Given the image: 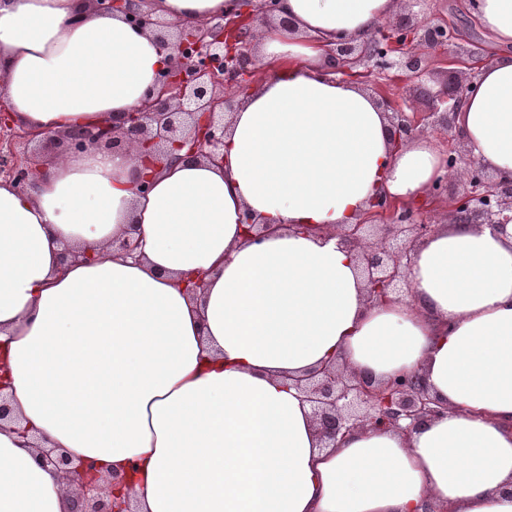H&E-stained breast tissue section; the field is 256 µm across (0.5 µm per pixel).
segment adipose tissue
Returning a JSON list of instances; mask_svg holds the SVG:
<instances>
[{
	"label": "adipose tissue",
	"instance_id": "ef3b65f1",
	"mask_svg": "<svg viewBox=\"0 0 512 512\" xmlns=\"http://www.w3.org/2000/svg\"><path fill=\"white\" fill-rule=\"evenodd\" d=\"M147 6L183 23L232 2ZM396 11L281 0L254 32L265 73L224 116L227 166L173 163L143 195L136 147H92L34 162L27 191L0 180V393L19 419L0 425V512H66L75 487L21 447L20 426L107 470L134 464L137 512H512V227L438 225L410 294L386 301L334 235L372 194L417 201L445 174L432 136L390 150L377 99L326 52ZM472 12L498 52L454 130L512 178V0ZM173 57L87 0H0V96L36 132L125 127ZM247 212L280 232L247 242ZM127 237L138 259L113 250ZM330 360L375 381L419 372L445 413L320 447L286 379Z\"/></svg>",
	"mask_w": 512,
	"mask_h": 512
}]
</instances>
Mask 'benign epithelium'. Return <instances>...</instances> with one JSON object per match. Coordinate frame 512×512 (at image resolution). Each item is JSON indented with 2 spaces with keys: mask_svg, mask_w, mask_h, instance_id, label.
I'll return each instance as SVG.
<instances>
[{
  "mask_svg": "<svg viewBox=\"0 0 512 512\" xmlns=\"http://www.w3.org/2000/svg\"><path fill=\"white\" fill-rule=\"evenodd\" d=\"M98 12L124 15L128 23L152 32L163 46L175 51L172 65L158 75L147 92V105L128 119L129 126L117 132L107 124L62 132L66 152L77 154L90 147L139 148V155L160 166L170 159L204 157L224 164V114L239 105L248 90L255 58L249 13L215 15L201 23L172 25L142 8L141 0H88ZM426 0H400L405 13L395 24H384L362 42L341 40L330 49L334 73L343 78H370L374 69H394L398 79L419 86L429 101L428 111L410 118L400 105L381 101L387 112L393 146L426 131L452 127L453 117L471 89L473 80L448 75L444 87L434 90L424 84L428 74L426 54H439L448 65L461 63L458 30L445 19L416 20ZM34 140L24 128L12 140L0 136V175L23 189L32 167L18 161L15 142ZM448 171L464 169L468 178L456 198L452 213L462 222L485 224L506 232L512 224V179L503 180L480 165L467 151L446 152ZM246 236L258 242L264 233L282 225L258 224L250 213L243 215ZM436 225L423 217L419 204L401 207L381 196L371 200L355 224L336 230L339 245L356 253L368 298L386 300L391 294H408L412 256L418 243L433 234ZM303 401L311 408L322 448H334L337 439L355 428L407 432L421 421L442 411L429 393L421 375L398 374L376 383L367 377L327 363L295 379ZM40 460L53 466L77 484L69 512H133L122 489L133 470L102 472L93 460H73L55 448L40 451Z\"/></svg>",
  "mask_w": 512,
  "mask_h": 512,
  "instance_id": "7a95c632",
  "label": "benign epithelium"
}]
</instances>
